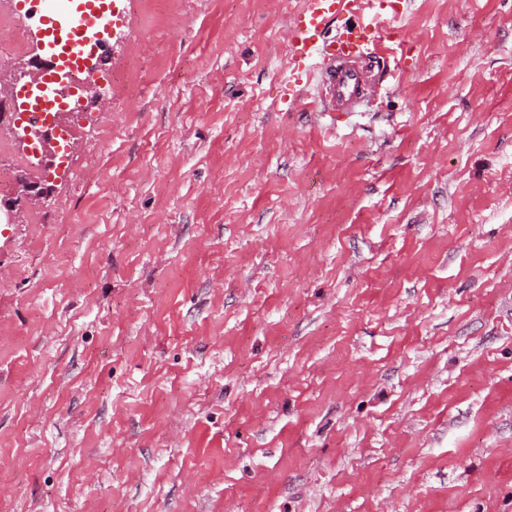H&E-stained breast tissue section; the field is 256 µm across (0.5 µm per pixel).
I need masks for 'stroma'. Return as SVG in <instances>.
<instances>
[{"label":"stroma","instance_id":"obj_1","mask_svg":"<svg viewBox=\"0 0 512 512\" xmlns=\"http://www.w3.org/2000/svg\"><path fill=\"white\" fill-rule=\"evenodd\" d=\"M297 0H132L0 223V512H512V6L412 0L338 122ZM40 187L38 182H29L21 180L19 182V188L17 191V201H8L0 208V221H2V212L5 216L6 224H13L19 218L20 215V203L27 202L33 203L40 201L45 196L43 190H38Z\"/></svg>","mask_w":512,"mask_h":512}]
</instances>
